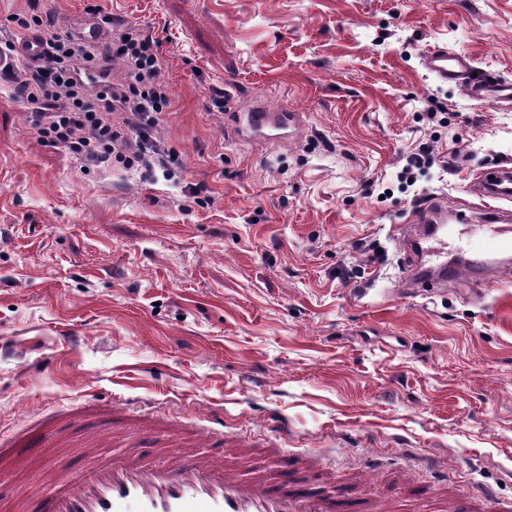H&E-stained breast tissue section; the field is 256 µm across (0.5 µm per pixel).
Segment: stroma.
<instances>
[{"label":"stroma","instance_id":"obj_1","mask_svg":"<svg viewBox=\"0 0 512 512\" xmlns=\"http://www.w3.org/2000/svg\"><path fill=\"white\" fill-rule=\"evenodd\" d=\"M158 43L168 177L82 172L0 93V496L37 512L84 450L144 464L190 448L242 478L317 453L336 480L410 465L512 500V266L407 293L398 225L426 196L486 234L472 177L512 160V106L428 74L434 47L512 82V0H40L57 30L87 6ZM224 94L223 107L213 101ZM297 135L240 137L251 101ZM430 143L433 165L404 174ZM136 417L105 421L106 411ZM62 421L69 449L28 433Z\"/></svg>","mask_w":512,"mask_h":512}]
</instances>
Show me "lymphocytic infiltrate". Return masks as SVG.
<instances>
[{"instance_id":"f902f5d3","label":"lymphocytic infiltrate","mask_w":512,"mask_h":512,"mask_svg":"<svg viewBox=\"0 0 512 512\" xmlns=\"http://www.w3.org/2000/svg\"><path fill=\"white\" fill-rule=\"evenodd\" d=\"M91 13L113 25L101 7ZM9 20L43 35L42 63H20L0 73V85L27 105L30 127L39 138L99 164L116 159L131 169L166 163L169 152L154 131L170 101L158 81L161 62L151 36L120 24L113 25L111 39L103 46L63 38L49 14L34 7L10 14ZM115 61L124 69L118 82L111 75Z\"/></svg>"}]
</instances>
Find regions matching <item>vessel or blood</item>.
<instances>
[{"label": "vessel or blood", "instance_id": "obj_1", "mask_svg": "<svg viewBox=\"0 0 512 512\" xmlns=\"http://www.w3.org/2000/svg\"><path fill=\"white\" fill-rule=\"evenodd\" d=\"M69 32L95 44L108 38L106 28L91 16L71 26ZM44 52L39 33L28 32L16 41L13 53L0 54V71L20 63H41ZM425 64L432 76L444 83L461 85L470 98L482 104H512V82L472 79L475 66L470 58L437 49L426 56ZM300 125L299 113L273 110L258 100L242 112L238 121L239 130L253 139L284 138ZM498 176V170L493 169L473 184L476 193L492 202L486 212L489 232L484 244L475 248L473 259L463 265L442 262L448 244L436 240L427 253L438 257V265L412 274L406 280L408 287H445L484 268L486 255L512 251V226L495 222L499 212L494 202L502 197L497 188ZM447 218V207L436 204L417 213L412 224L403 226L402 234L412 237L415 225L431 221L443 224ZM284 466L299 473V480L281 483L258 475L244 482L226 470L221 460L204 461L188 449L179 458L145 465L132 449L122 459H94L84 473L49 487L39 512H383L377 498L331 497L318 492L310 480L317 471L315 454L291 456ZM487 499V494L459 484L444 508L446 512H475L476 503Z\"/></svg>", "mask_w": 512, "mask_h": 512}]
</instances>
